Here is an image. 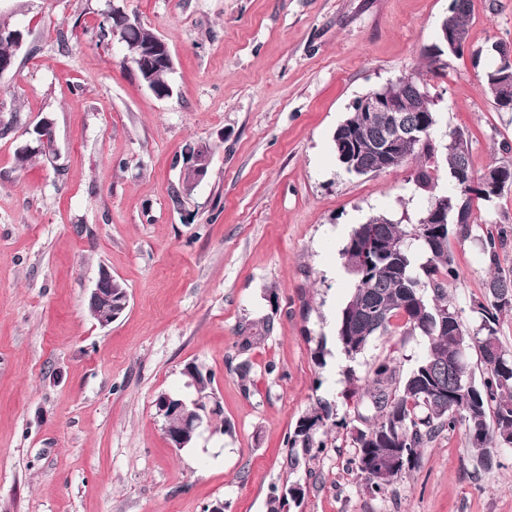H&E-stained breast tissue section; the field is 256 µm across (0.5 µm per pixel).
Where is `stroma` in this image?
Returning <instances> with one entry per match:
<instances>
[{
	"label": "stroma",
	"instance_id": "obj_1",
	"mask_svg": "<svg viewBox=\"0 0 512 512\" xmlns=\"http://www.w3.org/2000/svg\"><path fill=\"white\" fill-rule=\"evenodd\" d=\"M450 0H118L168 45L173 95L139 81L117 39L98 40L105 0H0L22 29L0 111L47 117L54 149L26 166L17 129L0 138V512H269L272 487L300 484L289 512H512V447L478 461L462 431L372 496L352 470L364 423L345 371L367 379L393 356L408 372L425 344L393 324L355 362L335 340L352 281L340 251L383 214L408 226L428 205L412 165L346 173L333 144L352 102L426 69ZM68 33L60 44V33ZM512 42V0H473L469 52L429 76L436 146L469 137L475 174L506 160L512 112L483 87L491 44ZM212 162L175 204L186 145ZM448 297L465 326L487 298L475 239L451 240ZM129 305L100 326L87 298L101 269ZM268 335L242 387L241 324ZM326 340L324 365L312 353ZM211 372L229 431L173 448L159 393H186V366ZM327 401L326 448L297 468L287 438Z\"/></svg>",
	"mask_w": 512,
	"mask_h": 512
}]
</instances>
